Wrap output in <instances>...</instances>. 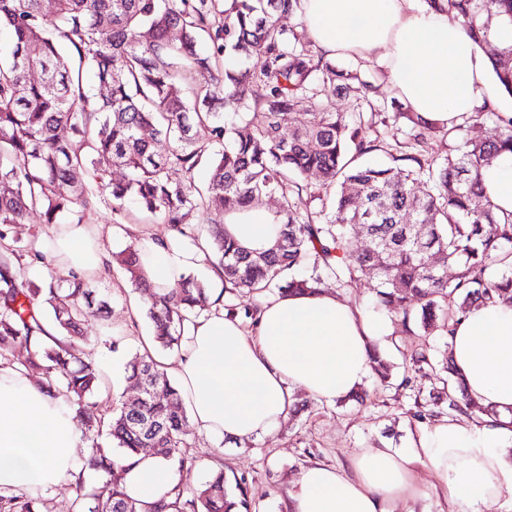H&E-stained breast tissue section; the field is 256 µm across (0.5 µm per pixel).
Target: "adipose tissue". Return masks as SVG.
Masks as SVG:
<instances>
[{"label": "adipose tissue", "instance_id": "adipose-tissue-1", "mask_svg": "<svg viewBox=\"0 0 512 512\" xmlns=\"http://www.w3.org/2000/svg\"><path fill=\"white\" fill-rule=\"evenodd\" d=\"M297 17L326 58L374 60L398 98L423 119L452 125L472 115L493 92L486 53L460 22L421 0H300ZM496 204L512 211V153L482 171ZM146 278L172 287L187 268L204 263L199 249L176 252L140 237ZM107 255L97 228L66 224L57 234L55 276L94 277ZM392 325L321 291L263 301L255 330L223 310L190 323L173 373L200 431L245 444L287 419L296 392L334 403L373 372L374 349H386ZM449 351L467 395L495 409L499 422L462 424L446 418L417 428L406 451L367 448L349 468L312 465L289 492L290 512H415L436 497L448 512H502L512 506V462L501 438L512 420V305L473 306L455 325ZM83 433L65 397L48 396L29 374L0 367V489L57 487L80 468ZM430 479H423L422 471ZM173 468L140 454L124 490L142 503L173 487Z\"/></svg>", "mask_w": 512, "mask_h": 512}]
</instances>
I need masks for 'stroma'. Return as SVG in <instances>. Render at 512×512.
Wrapping results in <instances>:
<instances>
[{"label":"stroma","mask_w":512,"mask_h":512,"mask_svg":"<svg viewBox=\"0 0 512 512\" xmlns=\"http://www.w3.org/2000/svg\"><path fill=\"white\" fill-rule=\"evenodd\" d=\"M91 285L108 301L110 314L105 321L87 318L84 339L76 347L99 356L105 382L115 397L131 399L135 391L126 382L125 364L145 353L152 334L141 308V294L116 263L104 266ZM392 340L394 345L387 351L392 384L383 387L376 378H369L361 387L367 395L364 403L310 400L308 407L289 415L271 435L245 445L209 437L195 423H188L190 451L200 462L190 484L201 486L212 471L220 469L230 480L245 477L252 512H288V492L304 467L313 463L346 467L360 449L383 444L405 447L416 426L415 400L427 399L443 386L440 371L428 367L411 375V386H403L405 370L422 342H429L436 358L444 349V339L432 336L425 340L398 329Z\"/></svg>","instance_id":"stroma-1"}]
</instances>
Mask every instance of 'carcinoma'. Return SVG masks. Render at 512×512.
Masks as SVG:
<instances>
[{"label": "carcinoma", "mask_w": 512, "mask_h": 512, "mask_svg": "<svg viewBox=\"0 0 512 512\" xmlns=\"http://www.w3.org/2000/svg\"><path fill=\"white\" fill-rule=\"evenodd\" d=\"M299 0H0V28L9 30L11 52L0 56V361L11 365L13 350L25 348L26 369L42 371L39 384L51 395L64 392L92 442L74 482V512H251L245 478L230 491L224 473L204 485L178 482L148 505L121 488L124 472L145 448L174 463L187 478L198 463L187 446L186 411L179 389L151 355L132 357L127 382L149 392L139 403L102 407L99 362L68 346L94 312L90 280L68 278L35 284L34 267L52 264L53 228L65 216L83 223L86 212L112 202V213L131 224H167L176 239L207 254L224 275V291L261 298L316 292L335 280L343 288L358 278L372 283L376 307L407 332L451 333V322L478 302H512V211L499 209L482 184L480 171L512 152V116L484 106L472 116L490 118L495 135L484 141L415 115L407 132L416 145L441 133L456 141L443 158L410 156L412 167L372 166L361 159L384 150L367 135L374 116H388L374 103L375 86L352 70H338L324 55L299 43L280 20L295 13ZM428 6L461 21L476 44L512 32V0H427ZM231 57L259 60L254 69L226 68ZM500 94L512 98V40L499 42L490 59ZM94 72L106 93L87 89L83 71ZM40 78L33 80L30 72ZM210 73L211 83L190 82L193 72ZM331 85L353 97L341 112L323 97ZM293 127L282 131V117ZM232 116L251 130L240 133ZM204 127L200 139L194 127ZM126 170L119 182L101 161ZM205 168L200 186L195 171ZM181 171L185 179L173 177ZM319 174L333 189L329 202L313 212L314 195L303 196L298 179ZM67 185L70 192H60ZM277 196L262 251L241 245L226 228L228 219ZM208 215L206 231L189 222ZM39 214L48 228L16 247L13 229ZM361 230L369 246H354ZM142 253L116 255L131 282L142 289V308L154 326V340L181 345L185 325L207 310L211 292L183 275L175 288H156L142 273ZM456 270L448 279V266ZM51 311L56 333L47 330ZM230 317L256 320L260 302ZM448 412L499 414L471 402L450 358ZM373 371L391 379L386 357L374 352ZM146 418L142 429L133 425ZM108 439V445L99 443ZM98 481L90 488L85 474ZM36 492H3L0 512H44Z\"/></svg>", "instance_id": "obj_1"}]
</instances>
